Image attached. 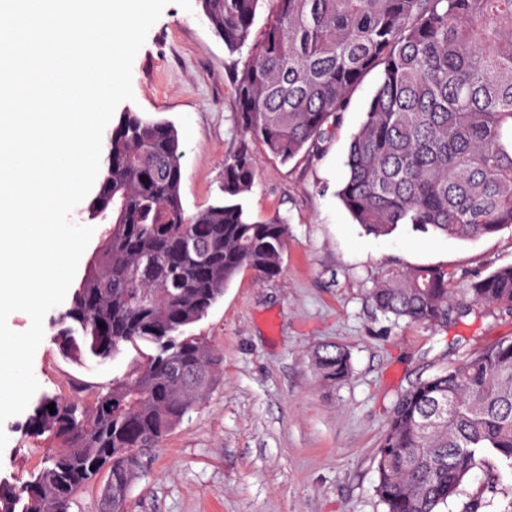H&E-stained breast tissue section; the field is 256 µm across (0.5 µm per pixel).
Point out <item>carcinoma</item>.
<instances>
[{"label": "carcinoma", "mask_w": 512, "mask_h": 512, "mask_svg": "<svg viewBox=\"0 0 512 512\" xmlns=\"http://www.w3.org/2000/svg\"><path fill=\"white\" fill-rule=\"evenodd\" d=\"M232 53L247 49L233 79L238 150L224 159V199L194 214L182 195L183 151L175 126L127 110L107 132L99 198L87 219L110 224L96 267L55 319L62 355L105 361L126 344L154 353L90 401L46 395L29 417L32 435L57 448L30 478L0 488V512H69L77 492L105 478L102 512H128L127 492L149 450L216 384L224 354L186 327L201 320L243 271L261 281L283 273L288 224L252 219L242 204L257 161L251 144L286 163L317 146L378 70L365 118L353 134L338 196L376 236L401 226L473 240L512 229V0H197ZM267 23L253 36L257 10ZM197 244L213 273L198 281ZM98 294L84 310L82 290ZM455 288L438 266L409 267L371 291L377 310L435 324ZM472 302L512 312V265L471 281ZM110 326L102 338L98 321ZM328 385L350 375L348 351L313 354ZM54 404L50 413L48 404ZM512 468V338L419 381L397 399L376 455L385 512H441L474 468L486 481L463 512L497 491V464Z\"/></svg>", "instance_id": "carcinoma-1"}]
</instances>
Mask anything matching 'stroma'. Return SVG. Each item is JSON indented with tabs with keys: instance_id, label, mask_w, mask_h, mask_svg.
I'll use <instances>...</instances> for the list:
<instances>
[{
	"instance_id": "stroma-1",
	"label": "stroma",
	"mask_w": 512,
	"mask_h": 512,
	"mask_svg": "<svg viewBox=\"0 0 512 512\" xmlns=\"http://www.w3.org/2000/svg\"><path fill=\"white\" fill-rule=\"evenodd\" d=\"M245 53L229 52L199 10L170 0L132 67L133 101L175 125L184 151L182 200L193 213L223 197L224 160L240 144L232 74ZM378 81L368 74L330 139L283 163L254 145L257 177L243 205L289 228L283 275L241 273L191 326L224 354L222 373L189 418L153 449L129 492V512H384L375 456L397 398L411 385L512 336V314L456 297L433 325L394 320L373 305L372 288L406 267L439 266L457 284L512 264V230L461 241L400 227L385 237L355 224L336 195L352 135ZM53 314L33 372L38 396L80 399L141 363L126 347L113 359L74 363L55 341ZM343 345L348 379L330 386L311 353ZM28 413L1 426L0 482L28 479L51 441L27 432Z\"/></svg>"
}]
</instances>
